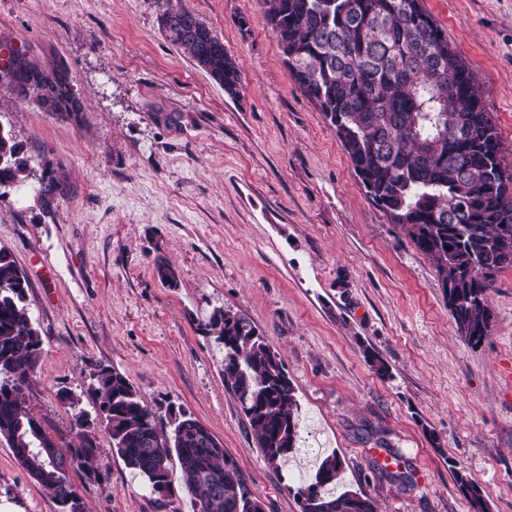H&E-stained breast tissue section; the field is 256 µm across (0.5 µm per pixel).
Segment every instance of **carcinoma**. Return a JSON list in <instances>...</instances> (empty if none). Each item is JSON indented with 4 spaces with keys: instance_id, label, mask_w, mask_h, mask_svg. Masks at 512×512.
<instances>
[{
    "instance_id": "1",
    "label": "carcinoma",
    "mask_w": 512,
    "mask_h": 512,
    "mask_svg": "<svg viewBox=\"0 0 512 512\" xmlns=\"http://www.w3.org/2000/svg\"><path fill=\"white\" fill-rule=\"evenodd\" d=\"M264 20L281 48L298 89L336 131L369 200L400 228L434 266L459 337L472 347L490 334L489 292L512 266V174L469 67L420 0H263ZM159 26L170 42L224 88L239 94L241 71L224 41L191 10L162 0ZM17 98L77 122L83 101L69 72L48 68L14 50L0 67ZM38 180L36 202L48 208L62 191L55 171L31 166L24 145L0 131V199L4 189ZM27 281L0 248V437L29 476L62 512H85L70 477L88 462L95 443L76 420L80 444L56 446V462L40 450L53 442L32 431L29 391L40 358L41 335L26 304ZM205 329L224 347V384L237 396L265 460L276 465L293 448L300 420L294 388L281 357L241 315L217 308ZM94 393L112 445L151 492L171 494L169 469L177 460L193 512H250L256 500L220 441L182 413L171 433L127 379L109 369L94 373ZM342 461L325 456L314 477L296 488L301 512H377L375 502L330 488ZM459 490L472 512H487L484 494L463 475Z\"/></svg>"
}]
</instances>
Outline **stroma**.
Returning <instances> with one entry per match:
<instances>
[{"label":"stroma","instance_id":"obj_1","mask_svg":"<svg viewBox=\"0 0 512 512\" xmlns=\"http://www.w3.org/2000/svg\"><path fill=\"white\" fill-rule=\"evenodd\" d=\"M181 3L238 63V97L171 44L156 0H0V58L20 49L65 66L85 104L66 121L0 81V131L64 184L47 213L34 181L11 188L0 247L26 277L43 341L36 417L69 444L76 412L90 423L97 475L72 473L85 512H192L179 464L164 497L116 453L94 396L101 367L127 378L159 427L182 412L206 426L264 512H300L294 487L330 453L338 491L377 512H472L459 472L488 512H512V267L490 292V335L467 345L433 265L371 203L291 78L262 0ZM422 4L468 64L512 171V0ZM160 258L177 286L160 281ZM218 307L284 361L312 453L265 460L204 328ZM0 512H60L1 438Z\"/></svg>","mask_w":512,"mask_h":512}]
</instances>
